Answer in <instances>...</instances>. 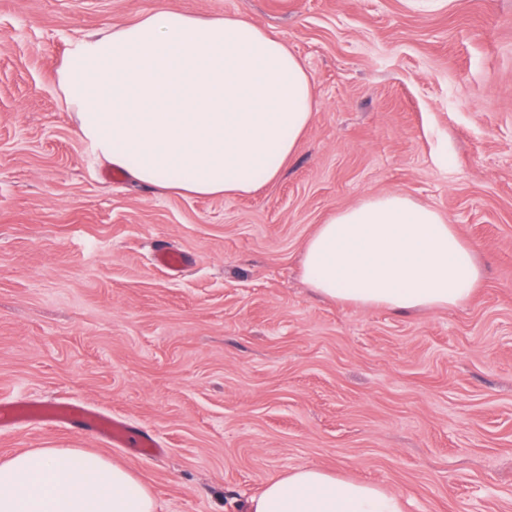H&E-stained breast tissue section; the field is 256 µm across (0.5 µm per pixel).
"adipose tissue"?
I'll return each instance as SVG.
<instances>
[{
  "mask_svg": "<svg viewBox=\"0 0 512 512\" xmlns=\"http://www.w3.org/2000/svg\"><path fill=\"white\" fill-rule=\"evenodd\" d=\"M90 152L134 182L232 197L275 179L317 109L287 46L238 16L163 10L75 40L59 70ZM302 274L322 297L411 311L467 300L481 270L438 211L370 195L334 211L306 242ZM0 512H157L128 468L81 448L0 460ZM246 512H402L399 498L314 466L270 479Z\"/></svg>",
  "mask_w": 512,
  "mask_h": 512,
  "instance_id": "adipose-tissue-1",
  "label": "adipose tissue"
}]
</instances>
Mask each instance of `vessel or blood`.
I'll list each match as a JSON object with an SVG mask.
<instances>
[{"label":"vessel or blood","instance_id":"1","mask_svg":"<svg viewBox=\"0 0 512 512\" xmlns=\"http://www.w3.org/2000/svg\"><path fill=\"white\" fill-rule=\"evenodd\" d=\"M53 425L67 430H84L106 444L139 449L152 457L162 450L158 439L147 432H138L111 412L89 407L69 397L27 399L0 398V429L10 430L21 425Z\"/></svg>","mask_w":512,"mask_h":512}]
</instances>
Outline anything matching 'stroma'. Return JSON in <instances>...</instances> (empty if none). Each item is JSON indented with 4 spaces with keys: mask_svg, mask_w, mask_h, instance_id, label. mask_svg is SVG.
Masks as SVG:
<instances>
[{
    "mask_svg": "<svg viewBox=\"0 0 512 512\" xmlns=\"http://www.w3.org/2000/svg\"><path fill=\"white\" fill-rule=\"evenodd\" d=\"M239 15L285 43L318 108L280 176L236 197L112 180L59 85L70 44L158 10ZM407 194L475 250L470 300L394 312L303 282L306 241ZM189 258L180 276L157 247ZM67 395L153 434L154 460L78 430L158 512H245L320 466L405 512H512V0H0V393Z\"/></svg>",
    "mask_w": 512,
    "mask_h": 512,
    "instance_id": "obj_1",
    "label": "stroma"
}]
</instances>
